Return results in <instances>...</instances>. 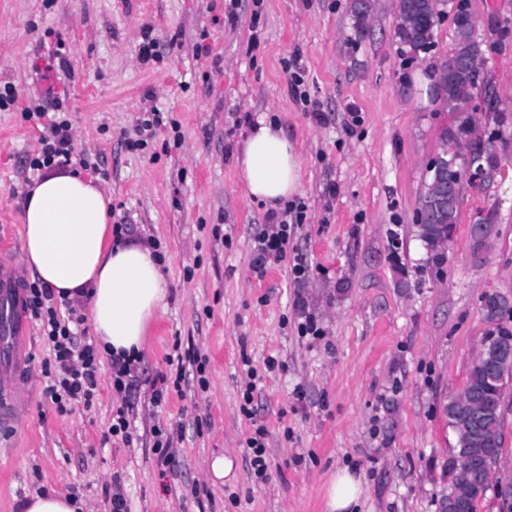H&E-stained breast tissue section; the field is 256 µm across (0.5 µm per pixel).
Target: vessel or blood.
<instances>
[{"instance_id": "vessel-or-blood-1", "label": "vessel or blood", "mask_w": 512, "mask_h": 512, "mask_svg": "<svg viewBox=\"0 0 512 512\" xmlns=\"http://www.w3.org/2000/svg\"><path fill=\"white\" fill-rule=\"evenodd\" d=\"M0 307L8 315L0 343V420L14 421L26 394L30 369L24 277L18 266L0 260Z\"/></svg>"}]
</instances>
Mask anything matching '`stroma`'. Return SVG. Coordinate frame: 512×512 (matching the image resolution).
I'll list each match as a JSON object with an SVG mask.
<instances>
[{
    "mask_svg": "<svg viewBox=\"0 0 512 512\" xmlns=\"http://www.w3.org/2000/svg\"><path fill=\"white\" fill-rule=\"evenodd\" d=\"M467 2L495 94L489 108L474 89L468 108L493 135L498 166L481 185L464 184L437 265L414 214L453 116L417 78L433 76L450 50L458 0H441L423 61L399 51L397 0H373L362 31L348 0H0V93L16 99L0 110V251L22 264L25 192L37 177L28 164L42 134L22 110L64 91L70 168L98 158L113 223L153 244L168 282L125 397L104 359L92 406L58 412L41 374L53 350L32 327L23 410L0 427V512L43 492L112 512L117 488L128 512H325L326 484L342 468L362 483L356 512H441L455 448L444 406L486 338L512 333V308L494 321L483 308L488 294L512 304V0ZM149 38L156 53L145 60ZM296 73L322 118L296 99ZM153 111L161 124L137 132ZM262 115L300 156L295 198L306 220L259 274L254 245L267 210L249 197L236 151ZM137 137L142 147L129 150ZM491 210L498 233L474 255L468 226ZM306 313L321 335L300 333ZM178 347L205 359L207 382L187 367L180 389L153 405ZM251 370L261 381L247 406ZM126 400L124 441L109 429ZM260 424L263 482L247 447ZM160 427L174 435L164 473L152 452ZM501 434L493 486L475 512H501L496 486L512 482V390ZM223 455L235 464L225 483L210 471Z\"/></svg>",
    "mask_w": 512,
    "mask_h": 512,
    "instance_id": "35a3bbf8",
    "label": "stroma"
}]
</instances>
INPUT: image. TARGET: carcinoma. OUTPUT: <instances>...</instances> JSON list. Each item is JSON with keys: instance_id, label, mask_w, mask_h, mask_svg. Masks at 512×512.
<instances>
[{"instance_id": "obj_1", "label": "carcinoma", "mask_w": 512, "mask_h": 512, "mask_svg": "<svg viewBox=\"0 0 512 512\" xmlns=\"http://www.w3.org/2000/svg\"><path fill=\"white\" fill-rule=\"evenodd\" d=\"M350 11L357 27L365 29L364 22L370 11L366 0H351ZM439 16L438 0H398L395 37L401 52L412 60L429 52ZM451 51L453 56L440 62V66L447 69L442 104L455 114L454 124L445 133V142L451 146L465 145L466 153L455 151L448 155V160L429 170L419 205L431 206V213L429 223L418 227L419 236L428 247L432 240L444 235L448 236V241H453L460 199L444 195L443 188L461 183L462 175L468 168L481 164L495 166L498 163L495 154L483 153V148L492 146V141L475 136V119L466 106V97L459 94L462 87H477L485 60L483 43L475 34L471 14L461 7L457 8L455 14V40ZM487 224H495V212L492 210L469 226V239L486 238L483 228ZM510 349L512 334L490 336L485 352L471 367L466 392L474 396L480 408L487 413L481 431H475L470 425L472 406L456 395L448 397L445 412L448 426L456 439V452L449 464V470L453 472L459 462H471L490 452L499 454L502 451L501 409L507 388L500 384V373L491 372L489 365L500 360L501 355ZM489 482L488 477L471 482H462L454 477L448 484L444 499L454 501L462 497L466 509L474 512L475 501L486 492Z\"/></svg>"}]
</instances>
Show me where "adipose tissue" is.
<instances>
[{
	"label": "adipose tissue",
	"instance_id": "obj_1",
	"mask_svg": "<svg viewBox=\"0 0 512 512\" xmlns=\"http://www.w3.org/2000/svg\"><path fill=\"white\" fill-rule=\"evenodd\" d=\"M249 194L271 207L300 188L301 160L277 124L258 118L236 157ZM110 200L80 172L51 173L27 195L24 258L60 298H86L99 349L140 355L167 283L149 247H108Z\"/></svg>",
	"mask_w": 512,
	"mask_h": 512
}]
</instances>
